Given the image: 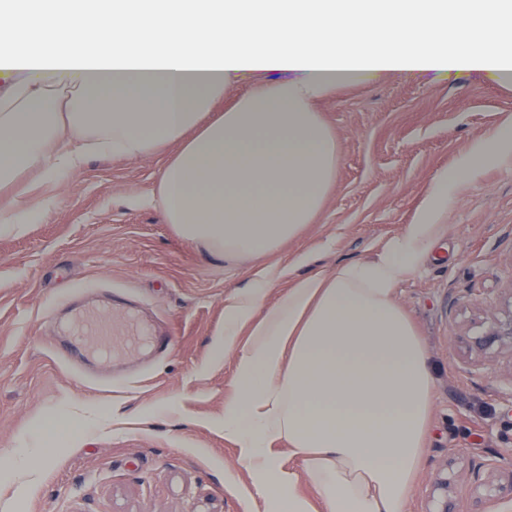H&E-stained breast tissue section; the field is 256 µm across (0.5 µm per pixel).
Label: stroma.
Instances as JSON below:
<instances>
[{
  "label": "stroma",
  "mask_w": 512,
  "mask_h": 512,
  "mask_svg": "<svg viewBox=\"0 0 512 512\" xmlns=\"http://www.w3.org/2000/svg\"><path fill=\"white\" fill-rule=\"evenodd\" d=\"M338 145L336 180L314 223L268 258L215 254L179 237L155 203L166 154H89L49 189L20 236H0V512H264L235 442L224 436L234 355L215 361L224 308L274 266L265 305L297 280L369 261L416 223L435 173L512 115V85L452 65L350 84L317 104ZM438 249L397 285L434 373L432 420L409 512L453 495L475 512L474 469L512 465V360L471 359L512 287V161L454 189ZM170 337L117 344L93 369L66 357L51 313L127 302ZM31 453L36 482L10 459ZM449 480L442 489L440 480Z\"/></svg>",
  "instance_id": "stroma-1"
}]
</instances>
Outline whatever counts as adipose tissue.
I'll return each instance as SVG.
<instances>
[{"label": "adipose tissue", "mask_w": 512, "mask_h": 512, "mask_svg": "<svg viewBox=\"0 0 512 512\" xmlns=\"http://www.w3.org/2000/svg\"><path fill=\"white\" fill-rule=\"evenodd\" d=\"M448 64L511 83L512 0L0 6V236L26 233L34 190L88 153L136 159L171 145L158 204L174 231L220 255L272 254L313 223L336 179V137L315 101ZM248 70L282 76L214 111ZM510 159L512 117L434 176L419 221L373 261L300 280L269 307L261 278L225 308L215 358L234 355L235 393L224 434L265 512H407L434 377L397 284L436 244L452 186Z\"/></svg>", "instance_id": "1"}]
</instances>
